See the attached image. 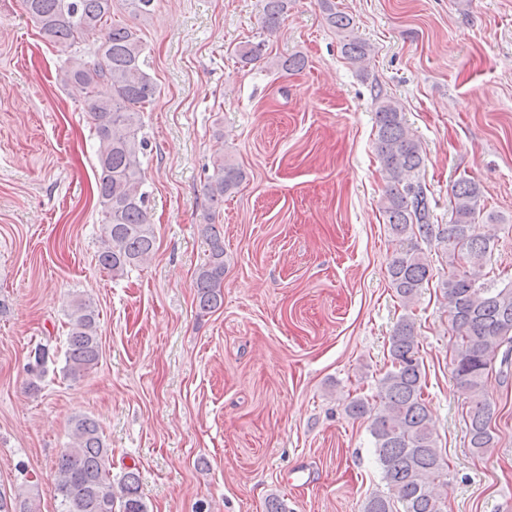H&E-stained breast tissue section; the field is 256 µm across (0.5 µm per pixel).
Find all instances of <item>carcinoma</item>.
<instances>
[{"instance_id":"obj_1","label":"carcinoma","mask_w":512,"mask_h":512,"mask_svg":"<svg viewBox=\"0 0 512 512\" xmlns=\"http://www.w3.org/2000/svg\"><path fill=\"white\" fill-rule=\"evenodd\" d=\"M26 13L50 43L69 51L59 78L82 98L98 140V201L105 215L104 237L97 254L99 266L121 276L147 261L156 236L147 210V193L140 154L146 142L139 138L141 113L151 105L157 87L147 72L148 62L138 30L112 20L114 0H23ZM327 24L336 30L341 53L361 66L371 46L354 33L350 18L336 10L332 0H319ZM292 6V0H262V26L274 33ZM98 45L85 56L75 47L91 37ZM265 41L247 40L236 47L247 66L264 59ZM271 66L292 73L305 58L291 55L270 60ZM376 149L386 186L381 210L396 248L388 276L402 305L412 309L432 278V267L420 243L441 252L448 275L441 288L448 301V321L455 337L452 373L466 396L465 423L473 453L484 455L495 447V404L485 392V381L495 361L512 362V285L498 287L487 278L492 253L490 240L480 232L481 192L477 183L459 179L448 195V223L437 224L426 183L420 172L425 156L421 142L406 124L392 98L375 95ZM244 179L241 168L220 156L208 177L206 194L212 204L235 193ZM203 225L209 244L207 262L198 270L195 288L199 308L210 312L223 302L224 238L216 230L214 214ZM64 371L74 379L95 368L101 356L98 317L92 302L76 297L67 307ZM391 366L378 380L372 398L356 397L347 415L369 421L375 454L390 495L375 494L363 512H393L399 502L404 512H446L438 487L447 484L445 462L431 429L425 381L419 360L415 320L405 314L389 342ZM50 359L39 346L27 364L28 388L40 390ZM69 447L56 467V491L61 512H148L139 475L129 470L112 484V456L98 423L76 417Z\"/></svg>"}]
</instances>
